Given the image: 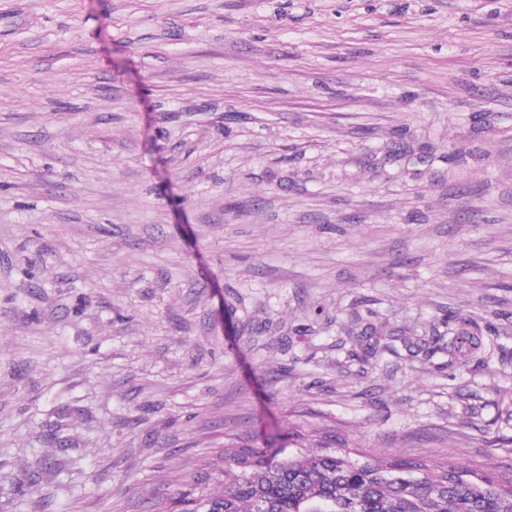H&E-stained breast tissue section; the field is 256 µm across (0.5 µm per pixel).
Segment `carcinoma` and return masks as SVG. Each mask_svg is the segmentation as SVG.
<instances>
[{"instance_id":"1","label":"carcinoma","mask_w":512,"mask_h":512,"mask_svg":"<svg viewBox=\"0 0 512 512\" xmlns=\"http://www.w3.org/2000/svg\"><path fill=\"white\" fill-rule=\"evenodd\" d=\"M499 336L485 318H448V365L468 367ZM222 489L182 495L180 512H512V479L446 464L430 468L349 448L283 455L224 452Z\"/></svg>"}]
</instances>
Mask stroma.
<instances>
[{
    "instance_id": "1",
    "label": "stroma",
    "mask_w": 512,
    "mask_h": 512,
    "mask_svg": "<svg viewBox=\"0 0 512 512\" xmlns=\"http://www.w3.org/2000/svg\"><path fill=\"white\" fill-rule=\"evenodd\" d=\"M327 435L512 476V0H0V512ZM500 334L485 318L448 316V364L468 367L474 358L494 348Z\"/></svg>"
}]
</instances>
